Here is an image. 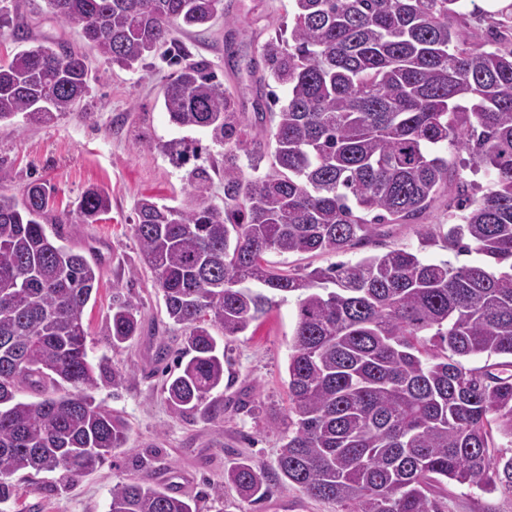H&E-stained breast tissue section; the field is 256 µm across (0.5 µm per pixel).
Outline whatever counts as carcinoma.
Here are the masks:
<instances>
[{"instance_id": "obj_1", "label": "carcinoma", "mask_w": 512, "mask_h": 512, "mask_svg": "<svg viewBox=\"0 0 512 512\" xmlns=\"http://www.w3.org/2000/svg\"><path fill=\"white\" fill-rule=\"evenodd\" d=\"M222 0H48L106 60L128 70L171 53L173 33L203 27ZM288 26L262 48L269 78L288 89L270 136L272 172L248 177L224 154V207L192 172L176 206L136 204L135 236L168 318L186 335L163 383L179 415L224 384V337L245 332L288 297L297 321L288 359V434L273 475L343 512H441L436 484L512 493V2L291 0ZM15 0L0 27L28 42ZM482 31L480 37L474 30ZM88 57L39 42L0 60V123L19 114L49 126L90 89ZM169 121L218 146L243 143L242 119L207 66L182 57L165 85ZM467 151L491 185L481 196L443 150ZM448 229L421 244L485 257L433 263L397 246L306 275L262 264L282 254L345 253L384 224L418 219L448 182ZM52 191L0 192V504L12 476L61 471L75 482L124 447L129 425L95 404L97 365L84 310L99 268L50 238ZM111 209L97 188L74 223ZM130 295L112 297L107 335L119 347L140 334ZM510 357L482 368L462 359ZM34 395L31 401L24 395ZM271 473L248 458L224 471L243 501L272 494ZM108 512H198L165 486H112Z\"/></svg>"}]
</instances>
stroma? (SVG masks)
Wrapping results in <instances>:
<instances>
[{
  "instance_id": "35a3bbf8",
  "label": "stroma",
  "mask_w": 512,
  "mask_h": 512,
  "mask_svg": "<svg viewBox=\"0 0 512 512\" xmlns=\"http://www.w3.org/2000/svg\"><path fill=\"white\" fill-rule=\"evenodd\" d=\"M21 20L35 41L67 43L87 55L93 79L90 92L57 124L42 126L17 117L0 123V191L22 196L28 185L54 187L58 223L48 234L62 242L99 250V285L84 311L87 347L105 371L128 370L121 388L102 383L95 393L102 408L119 412L130 426L129 441L89 475L67 483L59 473L14 476L18 500L10 512H108L113 485L129 481L167 483L175 476L183 492L195 497L199 512H341L339 505L306 496L297 486L277 484L262 507L238 501L224 483V472L235 459L250 458L273 470L288 424V356L295 328V299L279 303L246 332L226 338L230 387L210 394L224 413L211 420L201 414L171 412L162 390L163 372L154 359L158 345L171 352L183 346L185 331L168 319L162 294L143 263L134 230V206L145 195L169 205L190 191L194 166L209 174L206 195L224 203V150L200 130L172 124L163 108L162 89L174 72L161 55L146 59L136 70H125L99 57L76 30L60 25L47 0H19ZM289 0H224V14L208 28L176 32L193 60L214 71L237 104L246 131L236 162L246 175L266 174L273 143L272 98H286V88L268 78L261 58L263 45L288 21ZM104 189L112 207L96 224H64L82 193ZM446 199H439L421 224H387L370 243L343 255L267 252L264 263L283 273L306 274L316 268L382 253L395 246L420 252L431 262L454 266L482 262L472 251L456 254L443 245L422 246V225L447 224ZM133 293L142 309L139 336L114 347L106 326L115 292ZM220 495H213V487ZM438 498L444 512H512V495L485 493L456 484L442 486Z\"/></svg>"
}]
</instances>
